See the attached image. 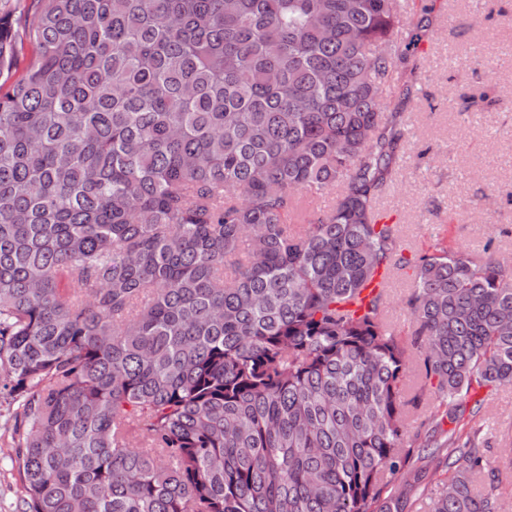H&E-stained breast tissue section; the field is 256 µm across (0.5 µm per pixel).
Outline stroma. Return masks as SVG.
<instances>
[{
  "label": "stroma",
  "instance_id": "stroma-1",
  "mask_svg": "<svg viewBox=\"0 0 512 512\" xmlns=\"http://www.w3.org/2000/svg\"><path fill=\"white\" fill-rule=\"evenodd\" d=\"M433 34L397 60L414 72L385 93L402 113L408 136L392 184L378 208L398 226L404 257L416 259L435 241L475 256L492 243L512 273V0H429ZM472 100L463 110L464 100ZM413 281L397 270L384 310L403 340L411 338L405 300ZM484 454L498 465L512 448V387L483 391ZM0 428V512H17L22 485Z\"/></svg>",
  "mask_w": 512,
  "mask_h": 512
}]
</instances>
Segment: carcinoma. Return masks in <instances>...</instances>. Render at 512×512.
<instances>
[{
	"mask_svg": "<svg viewBox=\"0 0 512 512\" xmlns=\"http://www.w3.org/2000/svg\"><path fill=\"white\" fill-rule=\"evenodd\" d=\"M409 0H0V412L18 512H501L512 274L377 222ZM23 25V31L15 24ZM341 187L305 224L300 209ZM417 354L429 414L409 433ZM410 274L411 270L409 269L394 270L384 310L385 321L407 342L410 341L412 332L405 306V300L413 287ZM482 397L480 419L485 422L482 448L490 465L497 467L505 448H512V387L483 390Z\"/></svg>",
	"mask_w": 512,
	"mask_h": 512,
	"instance_id": "1",
	"label": "carcinoma"
}]
</instances>
